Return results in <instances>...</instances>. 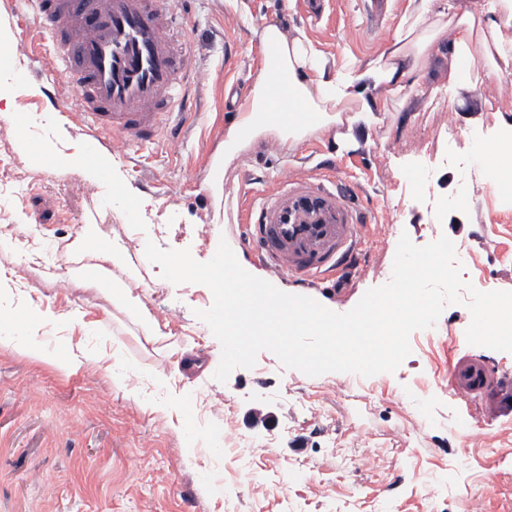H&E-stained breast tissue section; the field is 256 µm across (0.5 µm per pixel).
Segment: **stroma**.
Returning a JSON list of instances; mask_svg holds the SVG:
<instances>
[{"label": "stroma", "instance_id": "stroma-1", "mask_svg": "<svg viewBox=\"0 0 512 512\" xmlns=\"http://www.w3.org/2000/svg\"><path fill=\"white\" fill-rule=\"evenodd\" d=\"M166 2L193 43L189 91L200 109L178 142L110 148L134 208L107 206L78 169L37 163L46 127L19 133L0 119V233L12 241L0 247V274L19 287L0 308L19 318L43 310L46 353L39 360L0 348V512H464L473 498L483 499L484 512H512V418L495 416L490 396L462 398L448 383L450 365L467 355L512 376V353L468 343L465 305H447L435 327L415 331L392 373L310 377L264 350L253 368L222 383L214 378L221 344L199 317L211 290L171 283L145 256L151 241L206 262L224 240L251 274L344 313L390 280L401 235L418 246L445 235L464 248L465 280L512 291V204L462 187L465 168L484 170L475 150L480 112L474 92L448 100V44L376 124L346 112L342 123L272 150L263 144L275 136L266 134L226 164L217 194L208 183L233 119L224 109L225 40L239 42L234 77L247 84L260 70L252 28L265 21L365 63L391 44L407 0H384L377 15L374 0H322L316 9L309 0ZM15 65L38 92L18 95L13 111H60L70 145L87 141L77 109L51 100L48 52L19 51ZM324 166L334 168L367 229L354 271L305 285L255 257L228 199ZM94 226L125 255L109 265L107 288L83 276L96 259L81 237ZM116 287L138 297L150 321L113 297ZM78 350L93 357L91 366L57 364ZM157 403L167 412H153ZM217 432L253 445L225 455L208 444Z\"/></svg>", "mask_w": 512, "mask_h": 512}]
</instances>
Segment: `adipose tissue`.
I'll return each mask as SVG.
<instances>
[{
	"instance_id": "adipose-tissue-1",
	"label": "adipose tissue",
	"mask_w": 512,
	"mask_h": 512,
	"mask_svg": "<svg viewBox=\"0 0 512 512\" xmlns=\"http://www.w3.org/2000/svg\"><path fill=\"white\" fill-rule=\"evenodd\" d=\"M430 3L408 0L388 51L363 66L351 60L339 63L327 59L303 32L288 33L279 23L268 22L256 29L255 37L273 56L274 64L262 67L250 96L238 107L224 134V158L215 161V168H222L224 160L237 156L267 132L284 141L297 140L339 122L344 112L355 113L365 125H372L377 113L385 111L386 100L405 89L407 79L444 40L455 56L454 65L448 69L449 97L470 89L460 64L474 61L476 45H483L490 73L503 76L504 65L512 63V38L501 35L503 28L512 26V0H499L498 10L490 16L475 2L460 17L445 22L431 19ZM43 119L56 139L66 137L58 113H45ZM488 132L479 149L494 158L485 169L484 180L485 186L494 189L499 185L500 160L512 156V121L495 114ZM55 141L40 145V159L50 161L58 170L79 168L87 182L101 188L113 201L126 204L130 193L116 191L117 177L110 157L86 151L70 156L60 151Z\"/></svg>"
}]
</instances>
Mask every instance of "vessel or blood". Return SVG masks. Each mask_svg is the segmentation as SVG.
I'll list each match as a JSON object with an SVG mask.
<instances>
[{
    "label": "vessel or blood",
    "mask_w": 512,
    "mask_h": 512,
    "mask_svg": "<svg viewBox=\"0 0 512 512\" xmlns=\"http://www.w3.org/2000/svg\"><path fill=\"white\" fill-rule=\"evenodd\" d=\"M37 17L21 41L31 54L41 32L50 34L54 101L78 103L93 150L113 138L143 148L171 121L191 119V55L174 44L164 0H38ZM238 218L260 261L306 284L349 270L365 230L329 172L287 176L254 199L239 198ZM448 378L465 395L494 394L496 414L512 417V384L482 360L458 361Z\"/></svg>",
    "instance_id": "vessel-or-blood-1"
}]
</instances>
